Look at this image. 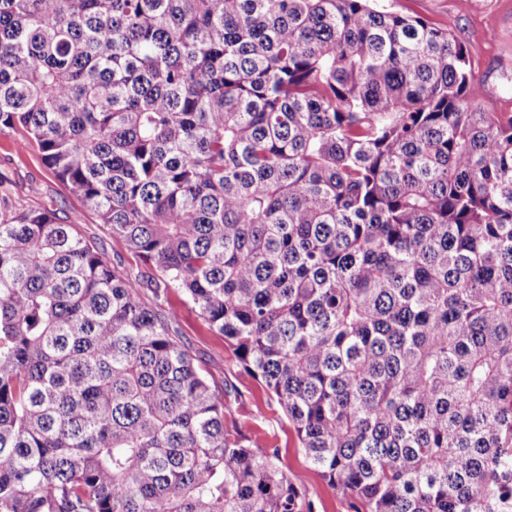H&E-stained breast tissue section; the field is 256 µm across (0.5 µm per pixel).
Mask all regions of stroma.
I'll use <instances>...</instances> for the list:
<instances>
[{
	"instance_id": "stroma-1",
	"label": "stroma",
	"mask_w": 512,
	"mask_h": 512,
	"mask_svg": "<svg viewBox=\"0 0 512 512\" xmlns=\"http://www.w3.org/2000/svg\"><path fill=\"white\" fill-rule=\"evenodd\" d=\"M392 12L417 15L448 30L467 50L473 77L487 93L480 103L487 112L512 113V0H381ZM19 133L0 134V177L7 181L10 205L50 209L59 217L80 215L76 232L111 263L130 275L147 278L151 268L126 243L113 237L99 217L83 210L42 162L36 148L19 149ZM159 310L174 315L180 340L216 392L231 389L230 429L252 444L280 451V465L313 501L315 512H354L351 498L331 488L306 460L296 432L262 381L234 359L223 336L211 330L182 294H170Z\"/></svg>"
}]
</instances>
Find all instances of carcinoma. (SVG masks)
<instances>
[{"instance_id": "cac0c4a2", "label": "carcinoma", "mask_w": 512, "mask_h": 512, "mask_svg": "<svg viewBox=\"0 0 512 512\" xmlns=\"http://www.w3.org/2000/svg\"><path fill=\"white\" fill-rule=\"evenodd\" d=\"M378 0H0V134L186 295L362 512H512V115ZM49 209L0 213V512H314Z\"/></svg>"}]
</instances>
